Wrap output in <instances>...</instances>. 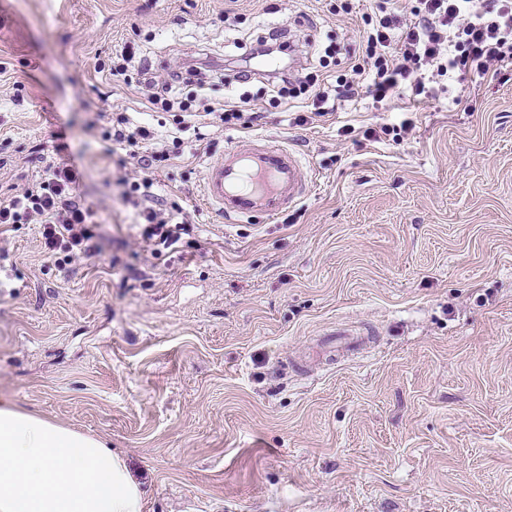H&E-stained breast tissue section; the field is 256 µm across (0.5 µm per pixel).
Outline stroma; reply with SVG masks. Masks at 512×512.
<instances>
[{"instance_id": "stroma-1", "label": "stroma", "mask_w": 512, "mask_h": 512, "mask_svg": "<svg viewBox=\"0 0 512 512\" xmlns=\"http://www.w3.org/2000/svg\"><path fill=\"white\" fill-rule=\"evenodd\" d=\"M372 0H0V201L52 164L80 173L101 255L65 267L41 227L0 235V398L103 438L143 512H512V81L467 76L437 96L344 102L306 125L224 60L282 28L316 62L354 47ZM135 55L131 82L108 63ZM195 60L183 94L248 91L252 125L203 139L152 108L141 80ZM181 136L156 191L194 227L154 257L136 237L99 113ZM401 143L364 137L378 122ZM352 135H344V128ZM288 141L315 174L277 217L225 221L209 165ZM347 327L361 354L328 361Z\"/></svg>"}]
</instances>
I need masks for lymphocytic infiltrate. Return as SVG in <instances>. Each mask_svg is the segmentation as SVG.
I'll return each instance as SVG.
<instances>
[{
  "label": "lymphocytic infiltrate",
  "mask_w": 512,
  "mask_h": 512,
  "mask_svg": "<svg viewBox=\"0 0 512 512\" xmlns=\"http://www.w3.org/2000/svg\"><path fill=\"white\" fill-rule=\"evenodd\" d=\"M362 22V40L347 69H335L340 48L331 44L316 66L266 78L273 101H311V115H297L295 124L328 115L338 103L362 95L379 103L410 86L428 97L445 76L512 81V0H377ZM154 138L153 130L122 114L102 130L105 143L122 146L137 161L140 175L127 183L123 197L136 213L141 238L159 258L178 249L191 228L178 206L153 205L154 172L171 150L145 151V142ZM76 183L72 168L46 170L21 194L0 203V228L39 224L45 250L60 264L92 251L93 212L76 194Z\"/></svg>",
  "instance_id": "1"
}]
</instances>
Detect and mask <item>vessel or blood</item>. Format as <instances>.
I'll use <instances>...</instances> for the list:
<instances>
[{
	"label": "vessel or blood",
	"mask_w": 512,
	"mask_h": 512,
	"mask_svg": "<svg viewBox=\"0 0 512 512\" xmlns=\"http://www.w3.org/2000/svg\"><path fill=\"white\" fill-rule=\"evenodd\" d=\"M312 188L299 154L284 143L252 144L211 164L202 197L229 218L276 217Z\"/></svg>",
	"instance_id": "obj_1"
}]
</instances>
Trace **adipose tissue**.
Listing matches in <instances>:
<instances>
[{
    "mask_svg": "<svg viewBox=\"0 0 512 512\" xmlns=\"http://www.w3.org/2000/svg\"><path fill=\"white\" fill-rule=\"evenodd\" d=\"M0 512H142V493L101 438L0 400Z\"/></svg>",
    "mask_w": 512,
    "mask_h": 512,
    "instance_id": "adipose-tissue-1",
    "label": "adipose tissue"
}]
</instances>
